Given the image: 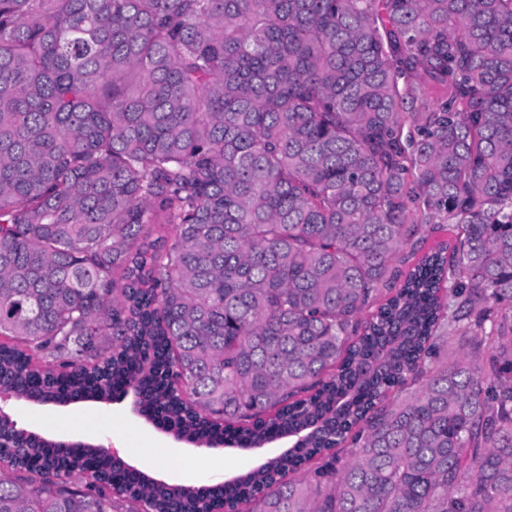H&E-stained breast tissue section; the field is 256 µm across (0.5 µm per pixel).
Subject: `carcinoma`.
Returning <instances> with one entry per match:
<instances>
[{
    "mask_svg": "<svg viewBox=\"0 0 512 512\" xmlns=\"http://www.w3.org/2000/svg\"><path fill=\"white\" fill-rule=\"evenodd\" d=\"M126 383L295 441L116 494L5 427L0 512H512V0H0V391ZM446 240H448L446 234L431 233L426 228H419L405 249L394 260V269L398 270L400 273H406L409 267H411L422 254L436 248L439 243Z\"/></svg>",
    "mask_w": 512,
    "mask_h": 512,
    "instance_id": "cac0c4a2",
    "label": "carcinoma"
}]
</instances>
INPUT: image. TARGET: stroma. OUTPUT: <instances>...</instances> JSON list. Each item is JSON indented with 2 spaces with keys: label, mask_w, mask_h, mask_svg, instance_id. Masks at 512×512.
<instances>
[{
  "label": "stroma",
  "mask_w": 512,
  "mask_h": 512,
  "mask_svg": "<svg viewBox=\"0 0 512 512\" xmlns=\"http://www.w3.org/2000/svg\"><path fill=\"white\" fill-rule=\"evenodd\" d=\"M4 410L17 428L56 441H82L112 448L124 457L126 464L145 470L150 478L173 485H217L288 447L287 440H277L251 451L246 458L235 448L227 447L223 450L226 460L222 474L201 469L186 476L182 470L200 455V448L175 440L170 433L134 413L130 399L119 397L107 404L84 401L69 405H37L13 399Z\"/></svg>",
  "instance_id": "obj_1"
}]
</instances>
